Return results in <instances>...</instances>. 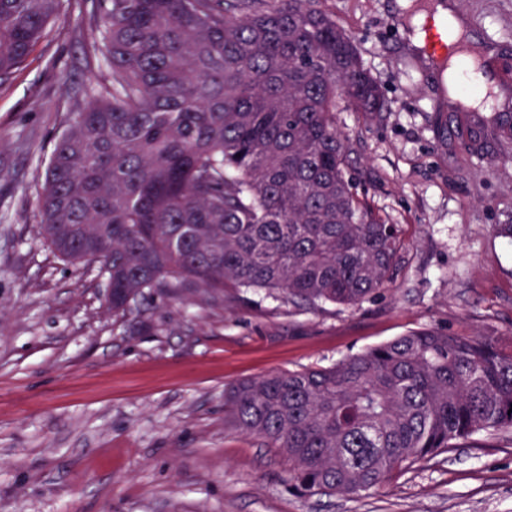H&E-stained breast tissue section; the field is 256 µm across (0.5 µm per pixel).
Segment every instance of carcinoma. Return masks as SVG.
Instances as JSON below:
<instances>
[{"mask_svg": "<svg viewBox=\"0 0 512 512\" xmlns=\"http://www.w3.org/2000/svg\"><path fill=\"white\" fill-rule=\"evenodd\" d=\"M63 0H0V85ZM90 8L111 84L70 104L38 191L42 235L98 264L112 315L154 290H264L356 307L387 287L400 230L347 176L338 101L389 110L319 0H71ZM434 16L409 14L416 35ZM471 154L512 155V113L463 112ZM224 415L288 459L303 496H355L474 434L512 429V345L410 331L330 368L243 379Z\"/></svg>", "mask_w": 512, "mask_h": 512, "instance_id": "obj_1", "label": "carcinoma"}]
</instances>
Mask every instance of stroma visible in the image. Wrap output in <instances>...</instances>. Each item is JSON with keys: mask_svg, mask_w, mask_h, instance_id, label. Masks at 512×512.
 I'll return each mask as SVG.
<instances>
[{"mask_svg": "<svg viewBox=\"0 0 512 512\" xmlns=\"http://www.w3.org/2000/svg\"><path fill=\"white\" fill-rule=\"evenodd\" d=\"M512 62V0H433ZM411 0H320L389 100L336 114L349 171L403 243L393 283L357 307L263 291L160 292L113 317L97 269L54 255L37 191L67 103L110 82L89 14L67 9L0 87V512H512V429L478 434L357 497L302 496L288 461L224 422L244 378L329 367L435 327L512 341V160L442 137L458 108L406 37Z\"/></svg>", "mask_w": 512, "mask_h": 512, "instance_id": "1", "label": "stroma"}]
</instances>
